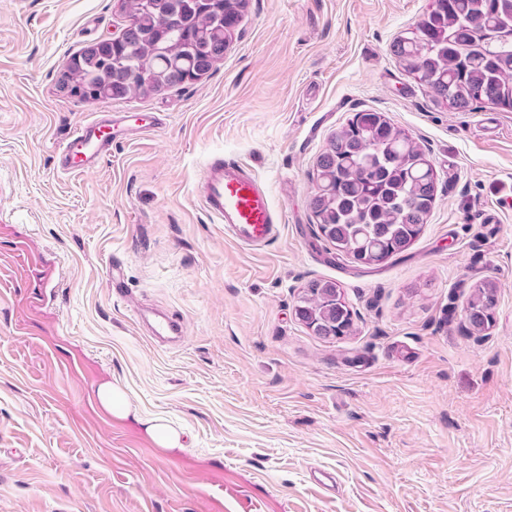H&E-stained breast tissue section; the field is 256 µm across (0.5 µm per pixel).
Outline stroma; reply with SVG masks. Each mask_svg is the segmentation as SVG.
<instances>
[{
    "label": "stroma",
    "instance_id": "obj_1",
    "mask_svg": "<svg viewBox=\"0 0 512 512\" xmlns=\"http://www.w3.org/2000/svg\"><path fill=\"white\" fill-rule=\"evenodd\" d=\"M429 3L248 0L209 74L93 101L57 82L120 28L115 0H0V512H512V111H451L399 68L390 45ZM100 112L164 124L59 174L58 145ZM359 112L436 174L427 224L379 265L336 253L310 208L317 157ZM214 154L268 185L267 246L204 211ZM315 279L340 285L347 336L298 318ZM485 280L494 318L473 331ZM144 309L182 339H152ZM105 380L184 449L104 412ZM475 290L474 292L470 295V298L468 300V303H467V311L469 312V318L471 316H475V311L476 310H485L486 313V317H487V324L489 323V320L491 318V309H492V306L488 307V305L485 304V301L487 300V297L489 296H493L494 297V294H493V288L494 286L492 284H488V283H483V284H480V285H476L475 286ZM132 419L143 427L149 438L160 448L169 451L184 449L180 431L169 420L161 417L143 418L134 412Z\"/></svg>",
    "mask_w": 512,
    "mask_h": 512
}]
</instances>
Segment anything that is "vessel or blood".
Instances as JSON below:
<instances>
[{
    "label": "vessel or blood",
    "mask_w": 512,
    "mask_h": 512,
    "mask_svg": "<svg viewBox=\"0 0 512 512\" xmlns=\"http://www.w3.org/2000/svg\"><path fill=\"white\" fill-rule=\"evenodd\" d=\"M159 116L147 123L132 121L125 112H103L79 124L58 147L55 166L64 175H79L99 168L111 155L113 143L129 140L159 127ZM200 198L214 223L246 247L263 246L277 234L282 215L269 189L244 161L216 154L207 161Z\"/></svg>",
    "instance_id": "vessel-or-blood-1"
}]
</instances>
